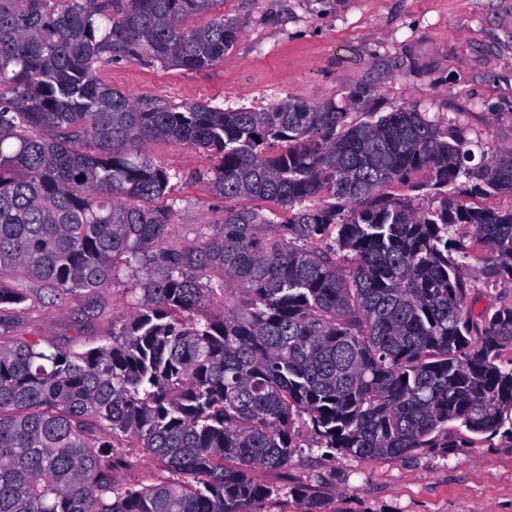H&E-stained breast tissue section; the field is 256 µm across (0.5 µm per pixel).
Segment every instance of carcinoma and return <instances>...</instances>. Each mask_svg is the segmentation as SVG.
Listing matches in <instances>:
<instances>
[{
    "mask_svg": "<svg viewBox=\"0 0 512 512\" xmlns=\"http://www.w3.org/2000/svg\"><path fill=\"white\" fill-rule=\"evenodd\" d=\"M222 4L0 0V325L30 308L13 276L52 305L132 277L99 346L0 336V512H271L283 489L258 473L307 446L368 461L512 441V302L471 307L476 284L512 283V150L403 102L359 121L290 98L154 106L98 77L222 60L241 32ZM157 140L219 160L224 218L195 246L167 242ZM125 448L168 476L118 483Z\"/></svg>",
    "mask_w": 512,
    "mask_h": 512,
    "instance_id": "obj_1",
    "label": "carcinoma"
}]
</instances>
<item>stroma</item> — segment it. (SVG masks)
<instances>
[{
  "label": "stroma",
  "instance_id": "35a3bbf8",
  "mask_svg": "<svg viewBox=\"0 0 512 512\" xmlns=\"http://www.w3.org/2000/svg\"><path fill=\"white\" fill-rule=\"evenodd\" d=\"M223 11L242 30L214 65L185 71L122 60L99 77L157 105L262 109L288 97L346 104L359 120L406 102L453 119L488 147L512 149V0H224ZM364 85L372 97L351 101ZM148 153L174 175L180 209L170 243L195 244L200 228L224 213L223 199L195 178L214 158L167 140L151 142ZM127 288L121 279L91 300L34 307L10 332L98 345L126 317ZM260 478L287 491L307 488L327 512H512V447L497 439L371 461L307 448L288 468Z\"/></svg>",
  "mask_w": 512,
  "mask_h": 512
}]
</instances>
